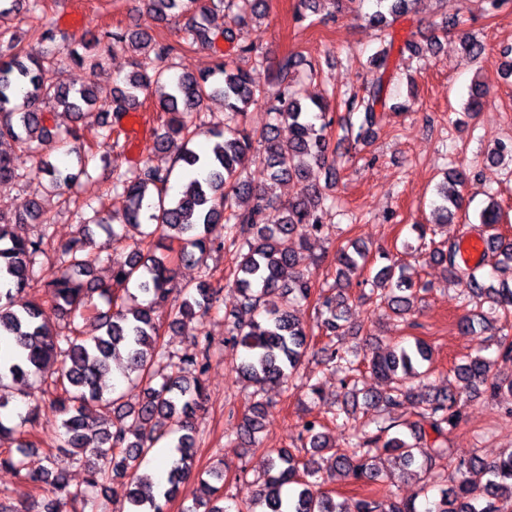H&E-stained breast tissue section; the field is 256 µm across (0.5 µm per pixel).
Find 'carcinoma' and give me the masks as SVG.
<instances>
[{
	"mask_svg": "<svg viewBox=\"0 0 512 512\" xmlns=\"http://www.w3.org/2000/svg\"><path fill=\"white\" fill-rule=\"evenodd\" d=\"M27 5L26 14L40 18L43 0H0V17ZM377 10L370 24L382 35L381 49L368 61L370 79L362 96L347 100L348 112H361L363 119L354 140L370 142L386 113L406 109L389 106L394 46L391 29L409 13L413 0H374ZM268 0H147L154 15L173 21L178 40L142 32L104 28L99 36L72 42L63 37L38 50H26L7 29L0 30V142L10 140L35 152L49 145L55 132L48 126L50 110L68 112L78 123L95 114L101 120L102 159L110 168L112 201L120 209L107 214L104 205L84 200L77 213L84 224L110 226L111 239H123L121 229L139 230V243L124 260L112 264L111 282L95 278L102 261L85 231L54 244L57 264L40 276L36 272L44 245L53 240L50 221L43 218L38 202H31L24 217L6 219L0 215V338L12 340L14 357L0 363V411L9 400L5 391L22 383L37 389L49 401L60 423L69 460L87 471L85 484L72 488L66 469L51 460L52 467L31 471L26 467L25 449L31 441L18 443L19 455L0 453V466L7 467L35 490L49 489L40 512H96L95 493L110 480H126L125 512H166L180 484L193 474L197 429L195 421L205 410L207 393L204 375L210 358L209 338L195 341L197 353L174 359L160 342L161 324L156 308L173 301L170 325L187 317H205L222 310L220 283L213 281L208 264L212 253L224 248L208 237L209 227L223 224L237 248V301L224 312L232 328L229 341L245 351L239 374L256 390L245 410L243 435L253 447L260 446L265 404L259 396L265 388L286 386L297 374L313 334L301 317V303L313 294L312 285L297 269L299 250L309 238L320 237L327 229L326 218L336 209V198L317 184L308 183L312 165L335 168L331 150L333 120L327 117L328 96H311L304 80L313 77L315 66L300 54H287L279 62L274 80L262 76L264 55L259 47L241 40V31L265 16ZM224 12L229 20L221 30L210 27L209 17ZM232 45L234 54L219 55L213 69L199 75L174 72V59L196 45L213 47L218 39ZM440 41L431 34L426 45L406 42L413 57L433 52ZM129 45L138 52L125 87H115L102 96L87 84L74 88L66 83L47 86L42 71L47 66L69 63L89 72L102 65L104 53ZM463 59L477 63L484 58L485 44L476 36L461 37ZM155 96L161 125L154 132L153 153L166 154L171 164L165 168L146 160L126 169L111 165L112 148L120 144L121 130L112 119L133 112L140 105L139 93ZM487 94L484 83L472 84L466 115L479 109ZM224 100V122L204 119L206 102ZM267 107L266 121L259 129L248 128V108L258 103ZM288 125V138L279 126ZM199 136L214 139L207 154L194 146ZM512 158V140L499 142L486 155V167L500 166L504 156ZM260 163L268 182L255 186L246 177L249 166ZM193 174L181 190L169 193L175 169ZM38 173L48 177L51 190H70L75 174L55 166L48 155L39 159ZM24 178L11 160L0 155V183ZM304 184L300 197L283 206L279 223L265 222L266 211L276 204L273 188L285 181ZM465 176L448 173L436 186L434 210L438 224L453 222L466 210L463 193ZM501 207L494 198L479 213L483 238L494 244L498 286L482 280L483 266H467L460 261L453 242L433 247L428 261L461 285L458 298L475 307L489 309L506 318L512 314V241L499 232ZM28 223L41 224V233L32 238L23 231ZM178 248H173V245ZM367 246L352 244L336 251V280L319 294L316 306L319 327L326 342L319 349L321 363L341 381L346 400L332 412V420L357 413L373 417V431H359L346 447L330 442L327 425L320 418L301 422L297 445L269 456L266 470L256 479L252 506L245 512H382L381 504L364 496L348 502L336 501L332 492L321 489L319 477L327 472L353 482H376L382 477L374 465L379 455H387L399 470L414 468L417 476L436 483L443 475L438 463L448 457V433L464 419L463 394L480 393L490 401L507 398L505 416L512 417V380L491 373L493 360L481 347L463 357L454 377L463 390L437 388L423 393L418 386L430 374L433 351L419 338L396 342L371 357L368 368L383 383L380 391L359 395L354 383L358 364L349 358L336 340L349 332L348 298L338 288L341 279L360 274L368 264ZM378 259L387 261L374 276L367 298L384 305L397 317L413 312L417 293L429 284L414 281L399 259L382 250ZM196 266L199 280L193 286L177 287L178 265ZM99 297L108 304L101 311L94 302ZM94 313L97 334L84 335L80 320ZM486 316L470 311L458 321L463 335H473ZM496 338L497 357L512 358V335L507 327ZM124 362L121 375L142 388L139 402L130 405L120 386L108 381L111 363ZM409 406L415 419L401 422L397 412ZM38 417L37 409L9 424L0 418V442L24 433ZM172 440L165 482L139 473L143 461L164 437ZM456 481L439 490L438 496L421 506L413 499H396L389 512H498L497 500L512 497V450L491 461L477 455L460 459L454 466ZM478 471L486 479L475 482L469 474ZM205 497L185 512H225L215 502L224 500L220 487L201 481Z\"/></svg>",
	"mask_w": 512,
	"mask_h": 512,
	"instance_id": "carcinoma-1",
	"label": "carcinoma"
}]
</instances>
